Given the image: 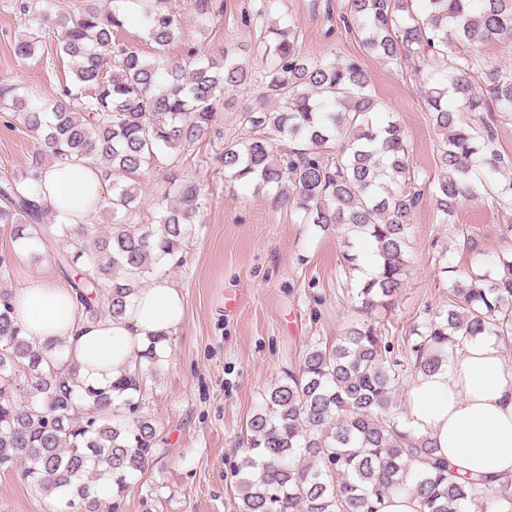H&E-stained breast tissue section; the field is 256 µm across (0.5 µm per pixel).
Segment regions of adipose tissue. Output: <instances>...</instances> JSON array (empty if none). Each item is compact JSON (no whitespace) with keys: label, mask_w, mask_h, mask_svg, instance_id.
Listing matches in <instances>:
<instances>
[{"label":"adipose tissue","mask_w":512,"mask_h":512,"mask_svg":"<svg viewBox=\"0 0 512 512\" xmlns=\"http://www.w3.org/2000/svg\"><path fill=\"white\" fill-rule=\"evenodd\" d=\"M109 185L98 165L54 162L41 172L40 199L56 223L76 227L87 224ZM14 304L26 336L62 340L79 380L94 388L133 373L147 345L164 353L184 320L182 295L162 275L138 289L117 318L80 320L74 292L48 271L29 277ZM405 401L408 430L429 436L453 472L484 476L495 487L512 483V367L494 337L466 341L451 365L413 380Z\"/></svg>","instance_id":"obj_1"}]
</instances>
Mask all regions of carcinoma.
<instances>
[{
	"label": "carcinoma",
	"instance_id": "cac0c4a2",
	"mask_svg": "<svg viewBox=\"0 0 512 512\" xmlns=\"http://www.w3.org/2000/svg\"><path fill=\"white\" fill-rule=\"evenodd\" d=\"M56 0L41 14L24 0L27 31L14 51L32 57L47 49L72 78L61 99L39 105V93L19 94L0 78V112L41 137L26 171L0 182V224L11 240L63 243L59 268L69 278L84 320L116 318L156 269L181 266L198 220L199 188L171 177L159 209L143 223L138 177L163 164L169 149L186 151L203 138L224 144V176L277 190L278 202L303 224L342 230L353 238L344 255L358 271L354 240L372 245L377 274L358 282L357 311L385 308L402 287L410 249L408 224L420 201L421 173L409 163L406 136L393 119H374L379 103L362 64L299 53L287 32L269 27L258 43L265 60L260 101L238 114L246 137H226L217 124L224 92L252 75L224 53L206 61L193 50L169 55L181 30L180 0H143L142 53L124 40L120 4ZM349 16L364 48L385 64L406 65L441 136L439 171L430 185L444 219L495 182L512 198V177L494 181L501 155L483 113L494 101L512 112V69L488 67L478 49L512 41V0H349ZM484 72L490 98L476 87ZM486 135L477 144L480 129ZM288 141L277 154L273 137ZM91 161L112 182L103 206L112 224L73 232L55 224L35 196L45 160ZM448 309L429 319L408 344L407 358L364 319L328 348L309 346L299 369L288 371L247 422L246 448L235 470L238 512H380L393 492L418 500L420 512H512V491L491 499L482 478L448 474L430 439L403 430L393 394L408 375L450 363L467 340L488 335L512 347V255L482 274L454 265ZM143 365L107 389L81 384L63 343L40 344L18 324L14 292L0 286V470L20 469L46 497L58 494L80 512H98L95 484L123 496L152 462L158 434L140 414L143 376L160 361L154 347ZM29 397L19 399L20 392Z\"/></svg>",
	"mask_w": 512,
	"mask_h": 512
}]
</instances>
